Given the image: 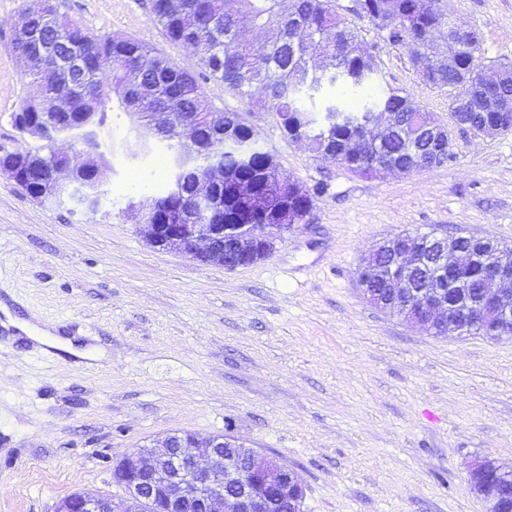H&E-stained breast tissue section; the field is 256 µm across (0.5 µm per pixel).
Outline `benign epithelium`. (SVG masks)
Instances as JSON below:
<instances>
[{
    "label": "benign epithelium",
    "instance_id": "1",
    "mask_svg": "<svg viewBox=\"0 0 512 512\" xmlns=\"http://www.w3.org/2000/svg\"><path fill=\"white\" fill-rule=\"evenodd\" d=\"M44 0H29L22 22L11 37L13 53L23 60L28 73L41 67L42 52L24 51L30 42L33 19L42 14ZM448 40L462 49L476 46L475 32L448 22ZM507 80L498 70L489 77L481 70L461 75L464 91L457 102L454 124L467 126L468 110L476 108L473 91L496 86ZM148 134H165L175 150L176 172L173 193L179 191V180L192 172L197 178V196L203 206L213 199L210 186L224 173V156L212 147L196 141L190 125L176 121L172 112H156L151 123L143 126ZM21 133H35L43 140H56L65 127L23 125ZM103 172L97 173L94 184L77 189L69 204L71 212L87 211L88 202L100 207L99 187ZM139 223L146 241L163 251H179L197 261L232 270L263 259L283 239L289 224H197L195 216L176 212L164 222H156L147 207L139 209ZM472 238L481 242L492 254L481 273L477 287L479 297L450 303L444 298L432 275H427L420 289L407 292L404 279L395 277L387 282L391 292H378L361 283L365 299L376 307L389 311L405 321L441 332L462 331L470 321L483 324L489 339L512 336V253H502L496 238L475 236L459 229L455 233H433L431 244L439 256L437 271L457 266L458 241ZM420 234L408 232L396 235L387 246V266L406 272L425 262L418 256ZM112 480L124 490L118 499L106 495L89 496L73 493L62 499L55 512H269L271 499H276L283 512H301L304 498L301 482L287 464L262 456L254 449L228 435H215L202 441L188 431L167 434L159 446L135 448L112 467ZM512 482V469L492 467L478 460L468 470L467 487L475 496L490 505V512H512L503 507L505 489Z\"/></svg>",
    "mask_w": 512,
    "mask_h": 512
}]
</instances>
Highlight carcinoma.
<instances>
[{
	"instance_id": "carcinoma-1",
	"label": "carcinoma",
	"mask_w": 512,
	"mask_h": 512,
	"mask_svg": "<svg viewBox=\"0 0 512 512\" xmlns=\"http://www.w3.org/2000/svg\"><path fill=\"white\" fill-rule=\"evenodd\" d=\"M234 11L226 0H151V15L166 39L193 50V60L181 64L133 38L95 34L58 14L48 0L46 15L35 25L32 47L52 46L43 69L32 76L35 92L20 111L32 121L42 120L43 99H68L71 111H88L94 103L98 126L103 127L122 112L145 120L151 112H178L202 120L211 143L225 149L224 131L230 129L248 141L245 155L224 154V186L220 190L223 209H198L192 199L193 184L187 181L185 194L177 201L167 195L155 197L161 211L181 206L197 214L198 224L224 221L244 224L302 223L312 208L314 194L297 182L279 185L262 183L261 176L282 173L276 157L263 149L242 113L216 105L203 90L201 79L224 83V90L252 98V89L264 97L253 102L259 110L274 112L279 128L291 140L309 139L317 148L337 153L339 164L364 176L379 175L383 159L398 169L413 170L416 157L431 145L405 139L393 129L382 141L367 146L364 154L346 153L347 141L362 133L370 114L391 112L396 120L438 123L432 112L412 106L408 93L388 89L373 100L366 99L365 82L377 71L370 55L359 42L357 32L336 10L335 0H236ZM435 10L421 7V0H356L353 12L368 18L388 41L401 45L421 42L435 52L441 63L425 84L436 88L454 87L453 71H475L480 47L459 52L442 38L448 24L445 0H434ZM272 29L276 38L257 52L256 29ZM79 58L85 66L81 79L66 82L58 76L62 62ZM326 83L340 86L342 95L354 101L347 106L336 99L322 108L314 103ZM214 112L224 113V126L210 127L206 121ZM0 162L18 167L20 182L33 199L50 170L68 164L66 154L49 144L23 151H1ZM258 183V203L248 213L239 211L236 189L244 183ZM482 259L464 245L457 264L460 274L478 278Z\"/></svg>"
}]
</instances>
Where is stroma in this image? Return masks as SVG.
<instances>
[{
	"mask_svg": "<svg viewBox=\"0 0 512 512\" xmlns=\"http://www.w3.org/2000/svg\"><path fill=\"white\" fill-rule=\"evenodd\" d=\"M101 34L130 36L190 62L151 19L150 0H55ZM374 56L380 87L440 120L450 88L424 84L404 47L337 0ZM26 0H0V148L41 146L11 115L30 96L10 48ZM481 37L483 69L512 62V0H448ZM243 113L283 172L323 186L309 215L262 260L234 270L149 246L126 213L163 194L173 151L137 156L126 115L96 129L107 161L98 214L34 201L0 177V301L17 318L69 325L89 364L45 357L11 330L0 341V512H54L82 492L118 494L112 464L174 431L230 435L301 477L302 512H488L469 465L512 467V339L431 336L362 296L357 270L400 232L492 235L512 246V132L455 127L447 165L356 176L283 136L270 112L203 81Z\"/></svg>",
	"mask_w": 512,
	"mask_h": 512,
	"instance_id": "35a3bbf8",
	"label": "stroma"
}]
</instances>
